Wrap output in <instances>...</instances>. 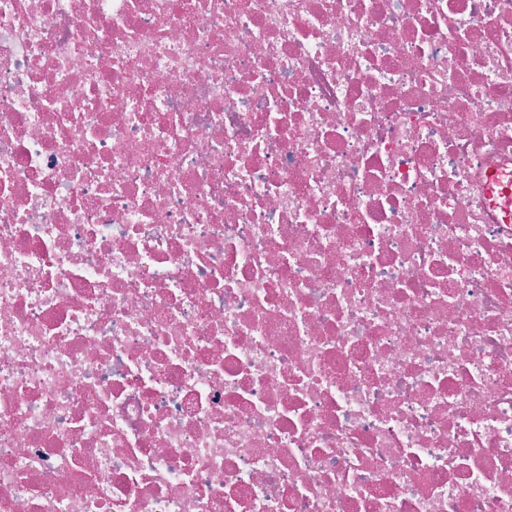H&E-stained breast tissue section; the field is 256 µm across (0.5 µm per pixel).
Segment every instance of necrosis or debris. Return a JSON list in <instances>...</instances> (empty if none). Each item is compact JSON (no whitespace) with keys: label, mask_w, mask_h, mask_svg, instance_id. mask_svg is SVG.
<instances>
[{"label":"necrosis or debris","mask_w":512,"mask_h":512,"mask_svg":"<svg viewBox=\"0 0 512 512\" xmlns=\"http://www.w3.org/2000/svg\"><path fill=\"white\" fill-rule=\"evenodd\" d=\"M0 512H512V0H0Z\"/></svg>","instance_id":"obj_1"}]
</instances>
